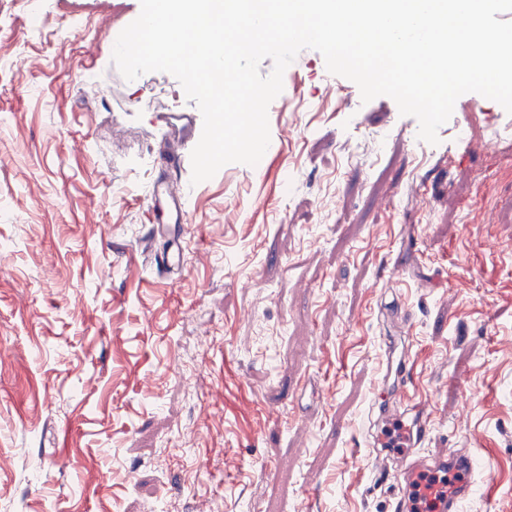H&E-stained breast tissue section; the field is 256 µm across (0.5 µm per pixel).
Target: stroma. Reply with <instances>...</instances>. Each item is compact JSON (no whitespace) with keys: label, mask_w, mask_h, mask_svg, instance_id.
Masks as SVG:
<instances>
[{"label":"stroma","mask_w":512,"mask_h":512,"mask_svg":"<svg viewBox=\"0 0 512 512\" xmlns=\"http://www.w3.org/2000/svg\"><path fill=\"white\" fill-rule=\"evenodd\" d=\"M26 2L0 0V512H389L366 434L398 312L431 447L493 476L465 512H512V115L464 94L432 145L302 50L262 166L196 184L165 272L158 115L195 101L114 64L140 0L37 28Z\"/></svg>","instance_id":"1"}]
</instances>
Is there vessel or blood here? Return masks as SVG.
<instances>
[{"label": "vessel or blood", "instance_id": "1", "mask_svg": "<svg viewBox=\"0 0 512 512\" xmlns=\"http://www.w3.org/2000/svg\"><path fill=\"white\" fill-rule=\"evenodd\" d=\"M159 120L162 134L155 149L159 175L146 204V222L154 234L170 235L189 221L187 200L192 188L189 183L171 179L169 172L182 163L178 146L190 140L195 116L163 112ZM374 402L386 410L387 429L378 443L391 459L390 469L381 477L396 483L390 512H463L475 485L473 457L462 452L427 450L431 410L412 397L407 385H400L390 394H378Z\"/></svg>", "mask_w": 512, "mask_h": 512}]
</instances>
